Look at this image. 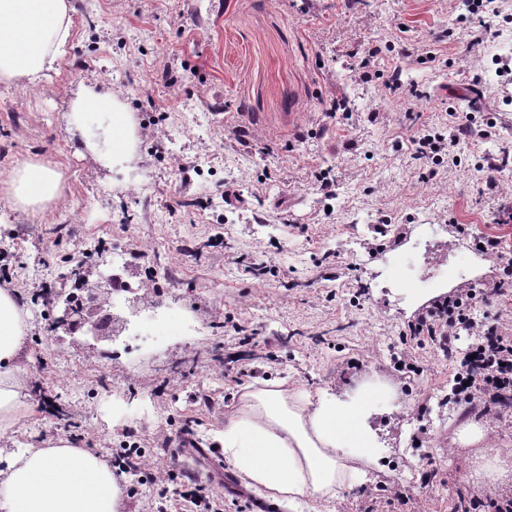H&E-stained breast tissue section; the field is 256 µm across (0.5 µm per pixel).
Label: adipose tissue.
Listing matches in <instances>:
<instances>
[{"label": "adipose tissue", "mask_w": 512, "mask_h": 512, "mask_svg": "<svg viewBox=\"0 0 512 512\" xmlns=\"http://www.w3.org/2000/svg\"><path fill=\"white\" fill-rule=\"evenodd\" d=\"M69 37L67 0H0V77L36 81L53 68ZM73 113L75 121L96 123L113 165L128 159L137 133L119 99L89 91L75 101ZM61 190V174L38 161L0 178V192L24 210L46 209ZM27 330L18 291L0 287V438L25 406ZM381 394V387H364L343 401L300 386L253 388L224 424V457L250 488L273 499L336 500L367 480L378 446L369 418ZM118 501L112 469L64 439L10 455L0 469V512H118Z\"/></svg>", "instance_id": "1"}]
</instances>
